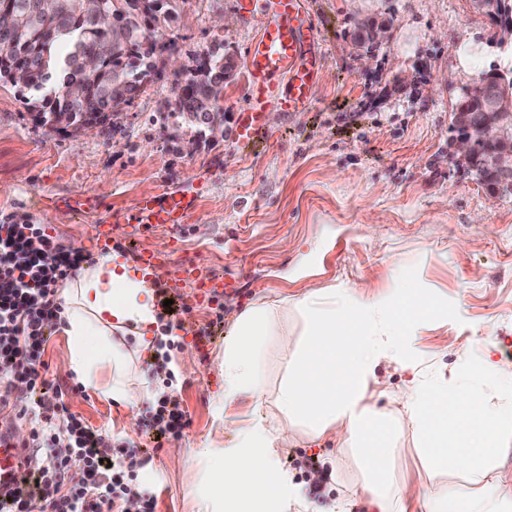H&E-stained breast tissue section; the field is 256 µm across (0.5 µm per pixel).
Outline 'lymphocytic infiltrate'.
<instances>
[{
	"label": "lymphocytic infiltrate",
	"mask_w": 512,
	"mask_h": 512,
	"mask_svg": "<svg viewBox=\"0 0 512 512\" xmlns=\"http://www.w3.org/2000/svg\"><path fill=\"white\" fill-rule=\"evenodd\" d=\"M89 260L43 225L0 224V393L29 421L32 450L22 489L0 512H103L135 498L141 512H154V497L137 484L136 451L128 452L121 471H112L108 434L62 399L37 397L46 385L45 328L63 310L58 292ZM146 425L159 436L178 437L190 419L179 397L165 393L150 407Z\"/></svg>",
	"instance_id": "1"
}]
</instances>
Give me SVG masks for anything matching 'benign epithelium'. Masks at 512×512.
<instances>
[{
	"label": "benign epithelium",
	"mask_w": 512,
	"mask_h": 512,
	"mask_svg": "<svg viewBox=\"0 0 512 512\" xmlns=\"http://www.w3.org/2000/svg\"><path fill=\"white\" fill-rule=\"evenodd\" d=\"M54 0H37L33 11L17 13L0 7V21L14 27L34 26ZM475 7L506 30L512 40V0H471ZM361 40L379 44L387 37L383 24L361 21ZM456 136L452 141L458 161L493 192L512 191V85L486 74L462 87L451 114Z\"/></svg>",
	"instance_id": "obj_1"
}]
</instances>
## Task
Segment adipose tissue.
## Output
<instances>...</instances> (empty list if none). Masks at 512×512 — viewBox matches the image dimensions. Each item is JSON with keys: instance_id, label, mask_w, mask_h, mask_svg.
<instances>
[{"instance_id": "adipose-tissue-1", "label": "adipose tissue", "mask_w": 512, "mask_h": 512, "mask_svg": "<svg viewBox=\"0 0 512 512\" xmlns=\"http://www.w3.org/2000/svg\"><path fill=\"white\" fill-rule=\"evenodd\" d=\"M63 295L65 332L73 342L69 368L106 399L135 403L149 394L146 382L130 381L115 333L133 328L140 337L158 335L160 327L146 282L128 263L106 253L83 266ZM307 344L285 359V377L267 391L262 379V347L280 333L286 310L253 305L232 327V337L217 358L224 386L212 400L216 421H233L232 443L207 439L192 454L201 466L189 495L195 512H303L307 503L279 462V451L307 427L312 439L331 436L340 442H366L382 448L411 431L433 468L467 473L479 483L512 453V405H477L471 392L449 388L441 378L424 377L418 350L396 344L440 309L397 280L386 293L369 297L349 288H324L300 301ZM401 361L412 372L401 398L400 418L376 409L372 367L382 357ZM252 402L246 412L236 404ZM478 437L477 450L461 443ZM370 477L355 488L379 512H409L420 501L426 512H512V494L485 490L459 500L455 491L438 498L388 476L382 461L364 462Z\"/></svg>"}]
</instances>
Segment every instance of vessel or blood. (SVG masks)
<instances>
[{
	"mask_svg": "<svg viewBox=\"0 0 512 512\" xmlns=\"http://www.w3.org/2000/svg\"><path fill=\"white\" fill-rule=\"evenodd\" d=\"M234 6L262 19L258 36L246 50V99L236 129L237 142L248 148L266 138L264 113L270 101H277L285 112H305L313 107L322 52L303 0H234ZM198 207L199 196L192 191L146 194L129 211L116 214L113 223L96 225L94 238L102 248H110L120 224L135 231L160 227L179 232ZM15 427L13 416L0 412V497L17 487L27 467L26 450L14 436Z\"/></svg>",
	"mask_w": 512,
	"mask_h": 512,
	"instance_id": "b4317fda",
	"label": "vessel or blood"
}]
</instances>
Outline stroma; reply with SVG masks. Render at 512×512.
<instances>
[{"label":"stroma","instance_id":"35a3bbf8","mask_svg":"<svg viewBox=\"0 0 512 512\" xmlns=\"http://www.w3.org/2000/svg\"><path fill=\"white\" fill-rule=\"evenodd\" d=\"M327 51L316 102L306 112L269 108L263 148L234 139L245 101L246 70L224 87V134L198 139L195 127L174 124L173 70L162 68L126 107L117 123L80 134L37 123L20 90L0 81V223L41 224L61 243L91 255L94 225L131 208L148 192L188 189L198 211L180 235L150 230L120 235L114 253L132 260L137 248L168 255L162 277L196 263L202 277L228 286L219 304L195 305L192 287L172 292L168 331L175 347L173 389L191 424L182 436L159 438L145 426L149 400H106L69 370L72 341L47 330L46 395L63 391L71 411L112 438L113 460L128 446L140 450L138 482L155 496V512H193L186 489L197 479L190 454L213 432L212 399L223 378L216 359L236 316L247 306L296 302L346 283L360 296L386 290L394 276L440 301V317L425 322L410 342L426 370L462 384L480 401L498 400L499 376L512 377V193L495 194L468 174L453 154L451 114L460 90L482 73L512 68V49L499 47L491 21L469 0H306ZM170 32L186 65L223 45L237 62L260 30L232 0H173ZM389 24L388 38L364 59L357 22ZM87 194L97 210L70 213L61 200ZM210 328L208 339L197 331ZM304 321L288 311V338L268 337L263 374L275 389L288 349L303 344ZM493 350L497 378L453 377L464 347ZM191 355L192 371L181 370ZM379 410L396 414L409 379L399 361L373 366ZM363 450L305 433L280 453V465L301 485L315 512L345 499V512H375L367 498L346 497L362 482ZM387 467L395 479L423 484L429 495L455 487L477 492L463 476H448L420 456L412 434L393 443Z\"/></svg>","mask_w":512,"mask_h":512}]
</instances>
